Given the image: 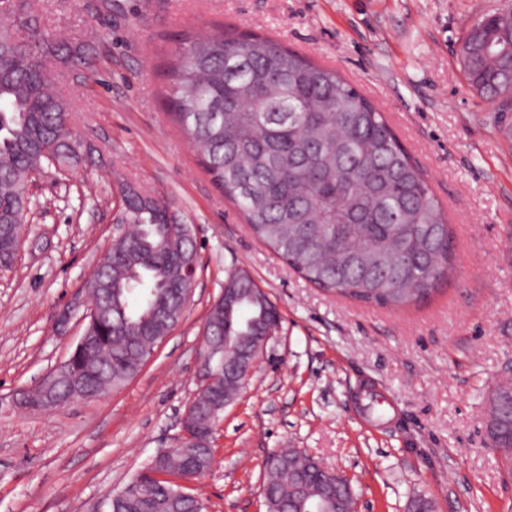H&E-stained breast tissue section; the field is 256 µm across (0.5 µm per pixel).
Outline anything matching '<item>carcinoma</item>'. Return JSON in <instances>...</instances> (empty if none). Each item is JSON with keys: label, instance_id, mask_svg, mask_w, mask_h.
Returning <instances> with one entry per match:
<instances>
[{"label": "carcinoma", "instance_id": "obj_1", "mask_svg": "<svg viewBox=\"0 0 512 512\" xmlns=\"http://www.w3.org/2000/svg\"><path fill=\"white\" fill-rule=\"evenodd\" d=\"M79 52L41 28L33 0H0V267L16 256L26 218L29 177L77 157L63 117L71 106L54 87L57 65ZM469 86L512 111V0L484 14L459 47ZM164 103L197 152L200 165L244 215L254 237L316 288L362 304L401 309L431 298L452 271L448 218L423 171L381 112L336 70L258 34L189 38L169 67ZM118 224L127 239L111 246L108 263L85 281L97 318L84 330L97 337L90 357L76 354L44 389L29 392L32 408L65 401L79 390L116 391L136 377L153 349L185 315L182 262L197 258L188 225L161 196L118 186ZM238 301H215L206 316L211 340L238 354L252 337L278 326L275 306L251 274L238 268L225 281ZM488 447L512 469V381L498 384ZM303 473L294 496L280 461ZM190 455L154 457L148 469L169 475L189 469ZM210 461L198 449L195 464ZM268 512H343L354 505L325 493L326 472L296 450L265 465ZM142 491L112 500V512H195L178 486L144 472Z\"/></svg>", "mask_w": 512, "mask_h": 512}]
</instances>
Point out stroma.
Here are the masks:
<instances>
[{"label": "stroma", "instance_id": "1", "mask_svg": "<svg viewBox=\"0 0 512 512\" xmlns=\"http://www.w3.org/2000/svg\"><path fill=\"white\" fill-rule=\"evenodd\" d=\"M35 0L85 52L62 91L82 159L33 176L12 268L0 270V512H101L174 447L197 390L202 326L229 270H248L280 329L224 409L205 512H267L264 464L297 449L350 480L357 512H512V475L484 438L487 394L512 370V115L467 83L461 38L501 0ZM251 31L336 69L384 112L448 215L454 270L401 310L323 292L251 234L163 109L188 36ZM129 183L192 226L199 267L182 322L104 399L10 404L82 334L66 310L110 246Z\"/></svg>", "mask_w": 512, "mask_h": 512}]
</instances>
